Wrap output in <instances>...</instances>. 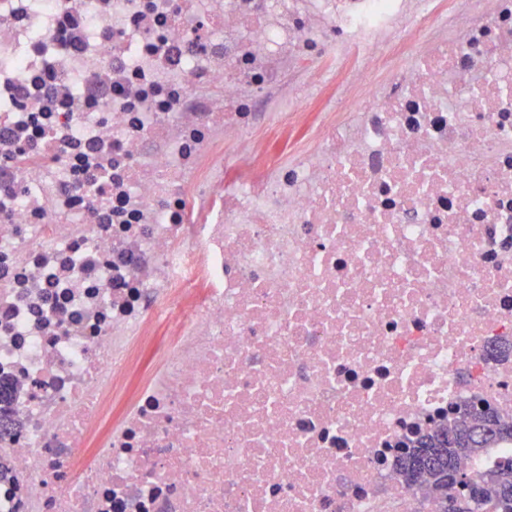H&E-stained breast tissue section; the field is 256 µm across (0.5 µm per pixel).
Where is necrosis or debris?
Listing matches in <instances>:
<instances>
[{
	"instance_id": "4bbe7bcc",
	"label": "necrosis or debris",
	"mask_w": 512,
	"mask_h": 512,
	"mask_svg": "<svg viewBox=\"0 0 512 512\" xmlns=\"http://www.w3.org/2000/svg\"><path fill=\"white\" fill-rule=\"evenodd\" d=\"M505 340L512 0H0V512H438Z\"/></svg>"
}]
</instances>
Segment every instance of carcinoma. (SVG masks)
I'll list each match as a JSON object with an SVG mask.
<instances>
[{
  "label": "carcinoma",
  "mask_w": 512,
  "mask_h": 512,
  "mask_svg": "<svg viewBox=\"0 0 512 512\" xmlns=\"http://www.w3.org/2000/svg\"><path fill=\"white\" fill-rule=\"evenodd\" d=\"M502 442H512V422L490 407H465L452 423L411 440L398 458V472L408 490L436 500L440 512H512V457L485 473L473 470L486 449ZM475 486L487 487L488 495L473 497Z\"/></svg>",
  "instance_id": "obj_1"
}]
</instances>
